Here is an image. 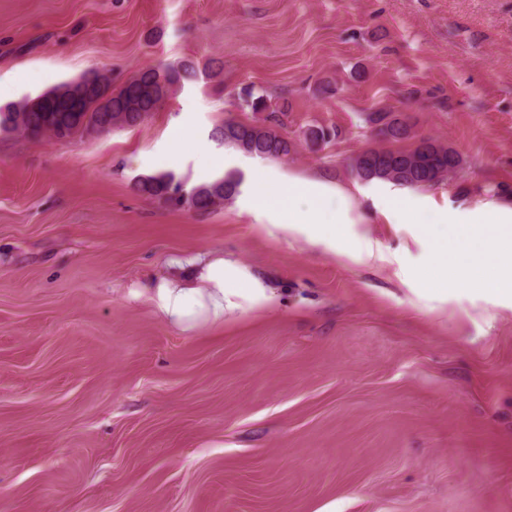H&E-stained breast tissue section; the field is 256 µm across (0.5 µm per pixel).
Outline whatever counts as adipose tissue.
I'll return each instance as SVG.
<instances>
[{
    "label": "adipose tissue",
    "instance_id": "adipose-tissue-1",
    "mask_svg": "<svg viewBox=\"0 0 512 512\" xmlns=\"http://www.w3.org/2000/svg\"><path fill=\"white\" fill-rule=\"evenodd\" d=\"M273 195L285 200L289 223L315 224L324 213L326 194L319 183L292 179L273 191L259 186L253 199L262 205ZM479 214L482 228H460L463 255L443 250L437 260L447 268L449 282L481 289L493 298H512V207L487 204ZM142 293L163 320L184 331L221 322L250 304L272 306L279 298L276 289L220 254L192 260L185 272L150 282Z\"/></svg>",
    "mask_w": 512,
    "mask_h": 512
}]
</instances>
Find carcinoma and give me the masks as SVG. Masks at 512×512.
I'll return each mask as SVG.
<instances>
[{
  "instance_id": "carcinoma-1",
  "label": "carcinoma",
  "mask_w": 512,
  "mask_h": 512,
  "mask_svg": "<svg viewBox=\"0 0 512 512\" xmlns=\"http://www.w3.org/2000/svg\"><path fill=\"white\" fill-rule=\"evenodd\" d=\"M215 76L217 72L207 66L201 68L193 61L177 65L160 63L138 70L114 89L111 76L92 70L33 98L0 106V132L69 141L83 134L136 126L158 111L185 84ZM236 100L239 107L254 113L265 112L267 116L261 123L227 118L212 130L211 139L261 159H281L295 152L296 145L282 132L284 122L280 116L289 111L287 104L272 105L269 97L252 85L241 88ZM382 121L388 126L385 141L398 143L415 138L409 123L392 109L366 114L365 123L370 126ZM338 136L339 129L335 126H315L305 133V141L315 146L327 144ZM350 167L357 178L367 182L420 189L442 184L457 174L462 158L448 145L427 138L423 147L414 144L409 149L368 148L351 159ZM241 183V177L228 174L188 189L173 175L160 174L138 180L134 190L174 209L188 206L207 212L233 199Z\"/></svg>"
}]
</instances>
